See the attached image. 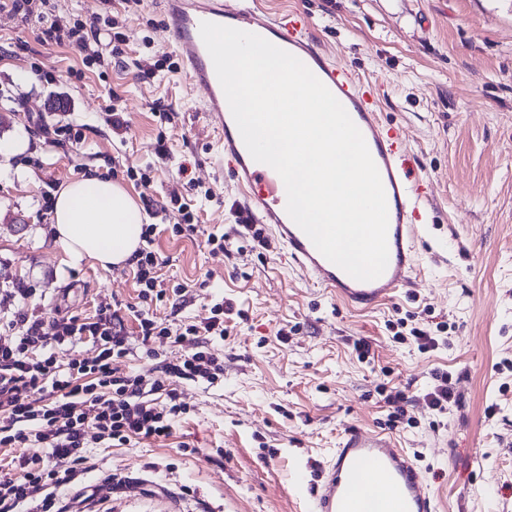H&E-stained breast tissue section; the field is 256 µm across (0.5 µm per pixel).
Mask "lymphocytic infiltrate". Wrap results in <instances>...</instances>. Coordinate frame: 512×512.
I'll return each instance as SVG.
<instances>
[{"mask_svg": "<svg viewBox=\"0 0 512 512\" xmlns=\"http://www.w3.org/2000/svg\"><path fill=\"white\" fill-rule=\"evenodd\" d=\"M156 230V225H147L143 248L130 258L138 303L117 302L94 316H70L47 327L29 313L28 289H7L18 304L7 322L9 336L0 337V447L23 446L27 452L0 462V512H61L57 490L85 469L87 429H95L100 441L121 445L169 437L174 423L189 411L177 383L212 384L223 376L224 363L210 344L223 338L231 302L215 304L201 322L175 325L158 322L143 307L167 293L178 296L184 291L180 285L166 290L157 273L162 261L152 248ZM129 317L138 324L146 357H155L153 344L159 338L181 346L182 357L160 362L149 373L121 371L118 363L130 353ZM67 342L91 344L94 357L61 366L47 348ZM44 448L52 458L68 460L69 468L60 472L51 467L40 454Z\"/></svg>", "mask_w": 512, "mask_h": 512, "instance_id": "lymphocytic-infiltrate-1", "label": "lymphocytic infiltrate"}]
</instances>
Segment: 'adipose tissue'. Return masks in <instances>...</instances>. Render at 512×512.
<instances>
[{
    "mask_svg": "<svg viewBox=\"0 0 512 512\" xmlns=\"http://www.w3.org/2000/svg\"><path fill=\"white\" fill-rule=\"evenodd\" d=\"M145 216L124 188L111 178L89 175L56 193L51 224L73 262L92 259L119 266L138 249Z\"/></svg>",
    "mask_w": 512,
    "mask_h": 512,
    "instance_id": "adipose-tissue-1",
    "label": "adipose tissue"
}]
</instances>
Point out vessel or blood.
Segmentation results:
<instances>
[{
  "label": "vessel or blood",
  "instance_id": "obj_1",
  "mask_svg": "<svg viewBox=\"0 0 512 512\" xmlns=\"http://www.w3.org/2000/svg\"><path fill=\"white\" fill-rule=\"evenodd\" d=\"M169 38L205 110L215 119L221 153L233 179L246 191L243 212L270 227L309 279L329 288L349 305L368 308L390 298L415 267V244L424 230L428 185L417 176L399 128L380 122L378 88L360 80L330 56L309 33L298 8L280 16L259 14L251 0H164ZM210 21L257 34L300 59L344 106L361 131L379 170L388 207V265L371 281H359L327 260L286 212L287 195L279 174L248 152L213 61L200 35ZM313 512H437L424 474L406 449L385 433L349 429L323 467L312 499Z\"/></svg>",
  "mask_w": 512,
  "mask_h": 512
}]
</instances>
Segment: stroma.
Returning a JSON list of instances; mask_svg holds the SVG:
<instances>
[{
	"label": "stroma",
	"mask_w": 512,
	"mask_h": 512,
	"mask_svg": "<svg viewBox=\"0 0 512 512\" xmlns=\"http://www.w3.org/2000/svg\"><path fill=\"white\" fill-rule=\"evenodd\" d=\"M296 3L313 38L361 80L380 88L383 122L401 129L431 183L415 268L395 296L367 310L346 306L305 277L282 245L250 247L236 235L239 193L216 153L171 45L161 0H43L41 18L0 12V141L29 147L0 168V289L23 283L45 324L135 302L129 265L72 263L55 241L46 196L89 169L107 170L134 200L150 196L148 223L178 302H155L164 323L200 321L232 301L214 385L178 387L189 406L168 438L92 444L86 471L58 492L62 512H306L292 476L310 483L359 427L394 436L426 476L438 512H512V0H259ZM116 25L123 64L98 62L44 39L53 20ZM32 72L27 83L17 69ZM52 72L46 82L44 72ZM124 126L113 130L106 110ZM70 126L71 144L55 130ZM168 155L159 158V145ZM150 172V187L128 167ZM199 184V224L229 234L224 250L173 233L162 211ZM433 331L437 348L394 339L397 323ZM444 331H437V324ZM370 346L359 360L357 341ZM447 372V413L424 395ZM403 391L391 424L387 391ZM125 476L113 489L111 474Z\"/></svg>",
	"instance_id": "35a3bbf8"
}]
</instances>
